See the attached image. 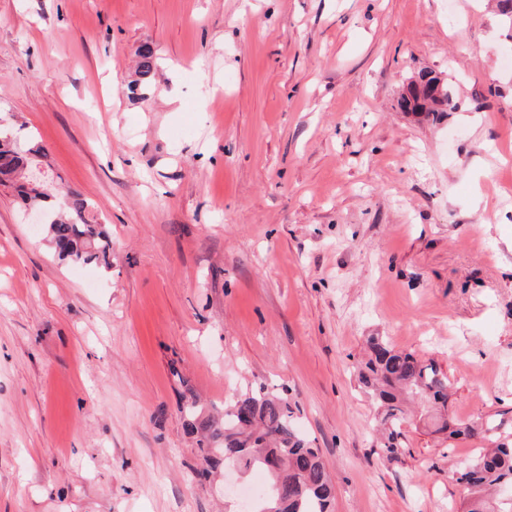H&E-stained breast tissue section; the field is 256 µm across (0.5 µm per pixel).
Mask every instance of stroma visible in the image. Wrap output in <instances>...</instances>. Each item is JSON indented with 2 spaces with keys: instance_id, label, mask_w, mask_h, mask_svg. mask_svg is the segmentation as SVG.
Segmentation results:
<instances>
[{
  "instance_id": "obj_1",
  "label": "stroma",
  "mask_w": 512,
  "mask_h": 512,
  "mask_svg": "<svg viewBox=\"0 0 512 512\" xmlns=\"http://www.w3.org/2000/svg\"><path fill=\"white\" fill-rule=\"evenodd\" d=\"M151 44L150 88L135 91ZM441 73L455 110L398 98ZM0 119L107 269L0 185V512H235L180 407L288 389L332 512H458L453 442L376 446L366 336L512 435V30L496 0H0ZM17 191L25 204L49 208L46 232L58 257L73 264H109L110 239L103 224L88 218L90 204L80 194L69 191L55 200L37 187L26 190L19 183ZM48 200L53 203L48 205Z\"/></svg>"
}]
</instances>
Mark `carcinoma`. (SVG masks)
<instances>
[{"mask_svg":"<svg viewBox=\"0 0 512 512\" xmlns=\"http://www.w3.org/2000/svg\"><path fill=\"white\" fill-rule=\"evenodd\" d=\"M138 57V80H148L155 73V50L145 43ZM421 79L424 87L414 88L412 100L402 108L430 117L454 107L444 80L431 72ZM5 155L11 160L0 169V184L13 176L25 177L28 152L0 135V157ZM17 191L29 206L49 208L46 232L58 257L73 264H109L110 239L103 225L89 219L90 204L80 194L69 191L55 198L21 184ZM366 343L358 378L376 404V420L383 430L381 450L388 458L398 460L405 453L403 426L410 422L408 405L415 402L426 406L435 432L450 439L492 437L497 426L491 420L476 424L448 419L452 383L434 361L397 350L378 334L367 337ZM297 411L288 389L274 391L260 382L225 405L222 413L205 412L195 401L187 402L182 407L183 427L196 439L208 472L235 463L244 472L257 469L267 475L269 484L257 496L254 512H330L336 486L320 450L304 435ZM458 481L468 491L465 512H512V496L501 495L502 489L512 488V440L495 441L489 452L459 471Z\"/></svg>","mask_w":512,"mask_h":512,"instance_id":"cac0c4a2","label":"carcinoma"}]
</instances>
